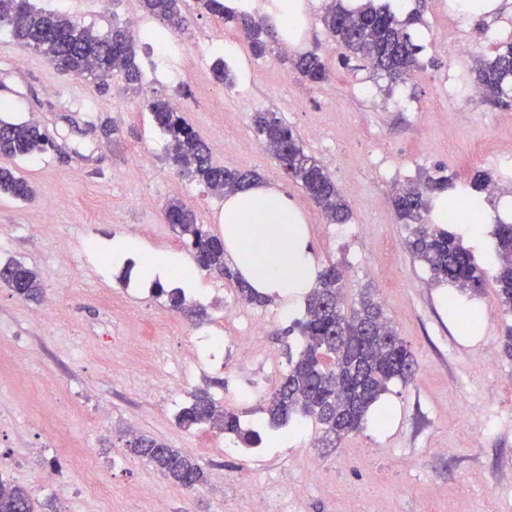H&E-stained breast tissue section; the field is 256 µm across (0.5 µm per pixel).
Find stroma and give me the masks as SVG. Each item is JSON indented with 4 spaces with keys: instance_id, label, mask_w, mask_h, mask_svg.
<instances>
[{
    "instance_id": "35a3bbf8",
    "label": "stroma",
    "mask_w": 512,
    "mask_h": 512,
    "mask_svg": "<svg viewBox=\"0 0 512 512\" xmlns=\"http://www.w3.org/2000/svg\"><path fill=\"white\" fill-rule=\"evenodd\" d=\"M98 33L140 13L139 0H35ZM187 30L178 35L177 78L152 83L148 92L128 89L113 77L107 90L63 75L42 56L24 52L23 63L8 32L0 30V84L13 86L11 120H36L55 143L28 161L0 157L35 190L24 202L0 197V265L34 269L45 294L68 292L54 307L19 298L0 282V479L51 499L60 512H123L133 487L153 489L141 512H235L228 481L249 473L283 492L288 512H345L344 491L363 512H512V358L502 336L512 314L503 313L493 282L478 292L443 288L406 249L409 230L394 206L396 189L427 176L463 183L477 173L498 181L499 196L512 197V96L494 105L472 99V67L512 42V0H502L492 19L474 20L450 10L448 0H403L398 15L417 13L415 31L424 50L406 81L390 84L366 62L346 60L345 49L326 32L322 0H306L305 27L297 51L313 50L328 62L326 82L314 85L293 74L281 53L254 56L235 24L183 0ZM492 39L449 56L448 44L473 29ZM209 46L200 55V46ZM235 76L224 87L213 76L218 59ZM184 103L182 115L208 144L214 164L255 171L279 187L301 210L311 261L346 270L344 298L371 290L418 363L413 382L390 384L378 403L384 427L365 423L333 448L318 447L309 423L288 431V442L262 454L208 426L186 429L179 410L195 393L236 410L245 424L260 422L275 381L263 366L225 354L220 368H200L182 378L197 337L217 328L226 302L237 300L227 280L200 270L193 302L203 317L171 311L164 298L139 292V280L121 277L94 248L111 251L113 240L131 237L146 251L190 253L165 215L169 199L182 200L198 223L224 233V198L172 169L166 139L142 102L145 96ZM278 113L307 152L330 172L351 208L346 225L327 223L299 185L267 152L241 149L254 139L252 117ZM361 131L352 139L350 129ZM150 159V174L132 166L133 155ZM150 198L147 207L128 205ZM391 246L392 270L380 273V248ZM273 299L264 312L275 319L263 345L287 357L297 339L283 330L302 318L305 302ZM481 315L469 332L464 321ZM25 361L26 377L13 375ZM151 377L153 390L140 384ZM257 390L241 399V388ZM139 434L192 456L207 482L178 487L130 447V421ZM320 479H312V469Z\"/></svg>"
}]
</instances>
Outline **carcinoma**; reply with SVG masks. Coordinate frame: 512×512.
<instances>
[{
    "instance_id": "cac0c4a2",
    "label": "carcinoma",
    "mask_w": 512,
    "mask_h": 512,
    "mask_svg": "<svg viewBox=\"0 0 512 512\" xmlns=\"http://www.w3.org/2000/svg\"><path fill=\"white\" fill-rule=\"evenodd\" d=\"M143 10L161 21L167 29L179 31L185 20L179 0H140ZM203 10L233 22L241 28L257 57L265 55L263 39L271 27L270 18L247 7H231L224 0H198ZM419 17L409 14L398 18L377 0H363L347 9L341 0H331L323 24L337 41L356 58L369 61L375 71L390 83L405 80L418 67L421 46L412 42L409 27ZM0 27L9 32L11 45L22 51H34L46 58L61 73L78 75L104 89L116 74L127 86L140 90L143 77L136 63L135 38L127 26L114 25L104 35L76 22L67 14L36 7L31 0H0ZM292 68L310 84L327 80V62L321 55L304 53L291 60ZM476 85L484 99L500 102L512 83V42L498 48L490 60L477 59ZM146 109L157 127L167 136L166 159L176 170L208 189L232 194L250 185L257 175L213 164L209 148L179 113L161 99H149ZM253 124L264 149L281 166L291 168L290 179L298 184L320 208L329 224L349 221L348 203L329 171L302 144L292 127L275 112H257ZM53 146L39 125L32 121L0 118V156L26 159ZM491 179L477 174L470 186L448 197V210L469 224L480 223V212L471 192H482ZM455 185L446 176L428 177L421 185L400 189L393 198L402 221L412 225L406 241L412 257L428 268L432 277L461 291L484 288V269L475 263L463 239L440 224L424 223L431 207L430 196ZM0 194L28 201L34 196L31 183L19 172L0 167ZM169 224L193 250L197 265L233 282L245 304L263 305L270 298L252 288L232 270L224 258V240L196 222L192 210L181 200L166 204ZM496 257L494 282L498 301L512 313V224L498 221L492 232ZM0 282L19 297L38 301L43 288L37 272L20 262L0 267ZM156 296L167 298L176 313L199 315V309L187 303L179 288L166 290L155 281ZM344 272L335 263L317 270L314 287L306 298L304 317L288 327L299 331L297 358L279 385L269 395L263 413L264 428L280 430L298 419H312L324 440H339L359 431L369 411L395 380L411 381L417 361L407 343L387 322L381 305L369 291L361 293L357 305L344 310ZM177 423L184 428L209 425L233 435L252 447L262 443L261 431L246 428L241 416L220 409L206 393L193 395L182 407ZM135 453L176 485L194 489L207 482L204 468L193 459L166 444L140 436ZM57 512L51 501L40 503L32 492L0 478V512H37V508Z\"/></svg>"
}]
</instances>
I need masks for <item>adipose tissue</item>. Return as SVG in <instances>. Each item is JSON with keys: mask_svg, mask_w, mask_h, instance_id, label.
<instances>
[{"mask_svg": "<svg viewBox=\"0 0 512 512\" xmlns=\"http://www.w3.org/2000/svg\"><path fill=\"white\" fill-rule=\"evenodd\" d=\"M305 219L278 188L258 180L224 201V247L240 274L264 294L295 298L314 280Z\"/></svg>", "mask_w": 512, "mask_h": 512, "instance_id": "ef3b65f1", "label": "adipose tissue"}]
</instances>
